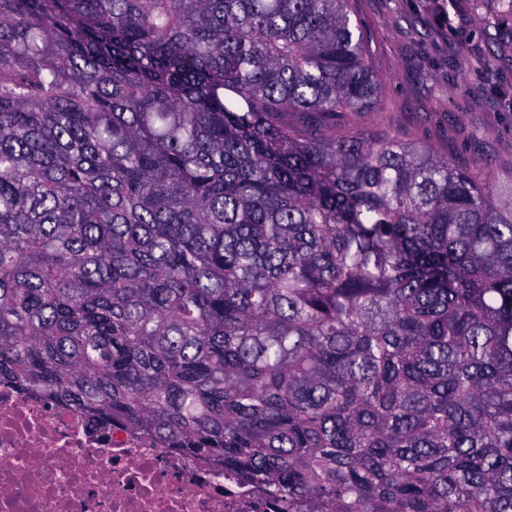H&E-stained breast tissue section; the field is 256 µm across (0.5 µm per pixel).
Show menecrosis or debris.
Wrapping results in <instances>:
<instances>
[{
	"instance_id": "necrosis-or-debris-1",
	"label": "necrosis or debris",
	"mask_w": 512,
	"mask_h": 512,
	"mask_svg": "<svg viewBox=\"0 0 512 512\" xmlns=\"http://www.w3.org/2000/svg\"><path fill=\"white\" fill-rule=\"evenodd\" d=\"M0 512H267L235 480L0 385Z\"/></svg>"
}]
</instances>
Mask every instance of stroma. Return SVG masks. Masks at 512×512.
Masks as SVG:
<instances>
[{"label": "stroma", "mask_w": 512, "mask_h": 512, "mask_svg": "<svg viewBox=\"0 0 512 512\" xmlns=\"http://www.w3.org/2000/svg\"><path fill=\"white\" fill-rule=\"evenodd\" d=\"M436 3L450 26L436 23ZM354 9L384 104L354 123L369 132L386 120L397 135L479 165L492 183L511 172L512 57L494 53L491 37L511 33L512 16H489L479 0H354Z\"/></svg>", "instance_id": "35a3bbf8"}]
</instances>
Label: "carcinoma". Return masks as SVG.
Masks as SVG:
<instances>
[{
	"mask_svg": "<svg viewBox=\"0 0 512 512\" xmlns=\"http://www.w3.org/2000/svg\"><path fill=\"white\" fill-rule=\"evenodd\" d=\"M352 0H0V384L273 512H512V175L381 107Z\"/></svg>",
	"mask_w": 512,
	"mask_h": 512,
	"instance_id": "cac0c4a2",
	"label": "carcinoma"
}]
</instances>
